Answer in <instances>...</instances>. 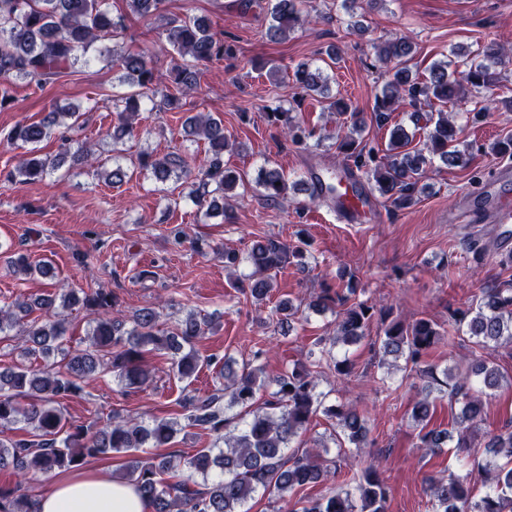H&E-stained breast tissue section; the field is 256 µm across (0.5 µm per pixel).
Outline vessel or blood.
<instances>
[{
  "mask_svg": "<svg viewBox=\"0 0 512 512\" xmlns=\"http://www.w3.org/2000/svg\"><path fill=\"white\" fill-rule=\"evenodd\" d=\"M315 189L332 185L336 191V213L346 223H359L363 214L371 209V200L360 183L340 171H315L311 177ZM484 215L488 222L497 224L495 246L501 250L512 249V165L500 164L488 183L486 198L475 204L465 202L454 216L457 224L471 223L476 215Z\"/></svg>",
  "mask_w": 512,
  "mask_h": 512,
  "instance_id": "1",
  "label": "vessel or blood"
}]
</instances>
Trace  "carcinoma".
Listing matches in <instances>:
<instances>
[{"label": "carcinoma", "instance_id": "cac0c4a2", "mask_svg": "<svg viewBox=\"0 0 512 512\" xmlns=\"http://www.w3.org/2000/svg\"><path fill=\"white\" fill-rule=\"evenodd\" d=\"M129 10L142 17L161 11L163 0H126ZM305 0H268L270 22L266 37L277 41L287 37L304 14ZM123 27V18L112 17L105 0H0V111L14 101L12 88L19 81L42 88L78 65L95 61L112 63L117 56L126 76L124 83L135 88L113 100L118 123L112 139L121 140L133 131L140 112L141 98L155 95L158 77L142 52L115 49L91 54L95 43ZM169 44L178 55L187 58L170 71L171 86L162 94L160 106L168 112L182 108V97L197 88L200 67L219 64L234 55V45L224 34L213 32L207 22L188 17L168 29ZM414 53L413 43L400 38L377 46L380 60L394 63V73L380 95L375 97V116L383 123L402 103L416 106L420 100L451 105L476 121L485 116L493 100V90L500 82L498 66L504 49L494 43L479 48L463 62L461 79L448 73V63L435 62L422 81L412 78L408 62ZM294 82L305 94L324 96L326 109L340 116L357 115L345 100L327 94L329 77L320 66L301 64ZM79 120V108L52 112L48 119L32 124H18L7 135L6 142L29 146L17 165L4 176L8 183L40 181L58 169L66 159L84 164L92 175L111 186H120L131 178L129 168L112 156V168L99 160L95 145L72 142L64 132L58 135V153L54 158L36 156L37 145L53 135L57 116ZM272 124L280 127L295 144H305L315 131L302 125L287 109L266 113ZM423 147L406 150L412 138L404 126L390 130L387 153L381 155L363 144L362 127L355 120L340 124L336 133L339 153L348 161V169H357L366 177L370 192L386 199L396 209L414 202L418 185L426 167L439 160L448 168H466L468 149H460L461 129L446 112L426 119ZM186 136L199 137L208 149L199 170L198 181L190 186L188 197L206 216L224 213V196L244 184L243 175L224 164V150L229 146L224 134V121L198 113L184 121ZM185 161L181 154L141 155L133 169L147 172L157 183L179 179ZM256 184L265 200L278 202L294 189L295 182L277 167L259 171ZM306 241L298 232L297 243L269 237L254 243L246 253L218 247L224 258V270L235 276L233 287L257 302L269 298L274 278L288 266L307 265ZM3 267L14 276H35L51 281L52 294L34 299L18 295L8 305L0 306V335L17 341L20 356L36 359V365L20 363L0 369V428L22 423L28 438L0 437V469H12L24 480L28 476L70 472L102 455L123 454L126 461L117 476L131 483L147 503L151 512H247L245 505L257 493L280 498L297 487L316 484L331 477L318 458L335 445L337 453L359 449L368 440L366 416L356 406L339 403L321 409L322 397L317 393L318 378L308 369H293L272 380L263 369L251 362L237 363L231 358L211 356L202 359L195 342L212 328L206 317L189 313L167 328L161 327L160 312L152 306L142 307L126 319L122 316L120 298L114 291L74 288L58 277L47 263H33L27 254L0 245ZM250 272L239 273L242 265ZM355 277L322 289L310 303L316 310L337 309L336 329L331 336L317 342L325 363L338 378L353 373L354 365L339 357L334 349L340 343L353 345L366 337L373 321H379V336L373 343L378 364L403 360L399 370L419 375L422 380L419 397L414 402L410 419L418 427V447L434 454L457 440V447L468 448L483 412V402L473 393L475 384L492 390L500 386L503 376L484 359L474 360L468 374L448 384V370L439 378L436 368L426 364L425 357L443 339L438 325L428 318L405 322L393 315V309L374 311L358 299ZM78 306L92 316V329L85 347H66L70 323L64 310ZM38 309L43 320H27ZM299 308L281 300L274 308L279 327L292 326ZM454 329L487 347L512 346V288H486L466 309L455 313ZM171 353V370L179 379H189L204 363L219 365V383L205 396L188 399V425L211 437V443L196 454L178 460L159 455L144 459L136 455L141 448H160L171 444L184 427L171 419L124 417L112 413L101 427L74 424L66 416L64 403L84 395L85 386L111 374L128 386H140L149 377L147 355ZM274 387L270 399L258 404L257 394ZM450 393L461 410L451 429H427L434 403ZM335 420L336 430L330 441L317 439L313 446L300 452L291 451V442L308 429L318 411ZM492 457L481 464L490 475V487L477 498L468 476L450 474L429 481L427 492L431 512H512V431L493 435L487 443ZM184 469L188 475L176 485L163 475ZM341 491L308 500L300 512H386L389 490L377 468L366 465L350 468ZM215 479L200 492L191 487L194 475ZM0 512H37L36 498L0 487Z\"/></svg>", "mask_w": 512, "mask_h": 512}]
</instances>
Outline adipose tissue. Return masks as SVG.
<instances>
[{
  "mask_svg": "<svg viewBox=\"0 0 512 512\" xmlns=\"http://www.w3.org/2000/svg\"><path fill=\"white\" fill-rule=\"evenodd\" d=\"M38 512H148L134 485L100 468H82L37 501Z\"/></svg>",
  "mask_w": 512,
  "mask_h": 512,
  "instance_id": "ef3b65f1",
  "label": "adipose tissue"
}]
</instances>
